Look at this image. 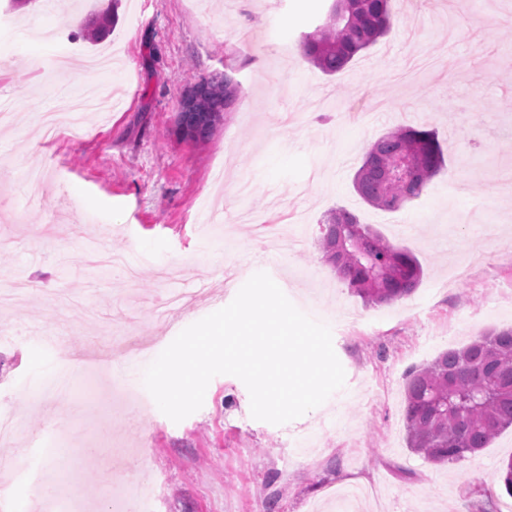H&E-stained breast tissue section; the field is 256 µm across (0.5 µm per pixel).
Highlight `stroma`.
Instances as JSON below:
<instances>
[{"instance_id":"1","label":"stroma","mask_w":512,"mask_h":512,"mask_svg":"<svg viewBox=\"0 0 512 512\" xmlns=\"http://www.w3.org/2000/svg\"><path fill=\"white\" fill-rule=\"evenodd\" d=\"M99 0L30 7L0 0V292L35 284L0 309V414L42 435L32 452L59 479L54 503L26 472L0 478L10 512H112L131 473L150 512H343L332 491L369 490L364 510L504 512L512 428L475 458L438 466L406 444L404 378L440 352L512 327V0H394L390 31L329 76L292 55L327 11L319 0H121L96 42L80 19ZM232 59L240 98L207 138L177 131L189 84ZM93 80L112 111L80 137L40 132L60 86ZM436 131L445 170L389 211L353 176L370 145L400 126ZM354 213L424 269L414 294L368 306L337 278L318 241L333 209ZM301 215V245L267 251L253 219ZM248 212L252 221L241 220ZM137 273L88 266L86 240ZM330 327L343 388L283 425L250 413L244 383L214 377L200 410L173 422L135 384L67 405L41 398L58 368L134 380L184 328L228 305L257 272ZM58 330L46 351L26 325Z\"/></svg>"}]
</instances>
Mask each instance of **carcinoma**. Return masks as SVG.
Returning a JSON list of instances; mask_svg holds the SVG:
<instances>
[{"label": "carcinoma", "mask_w": 512, "mask_h": 512, "mask_svg": "<svg viewBox=\"0 0 512 512\" xmlns=\"http://www.w3.org/2000/svg\"><path fill=\"white\" fill-rule=\"evenodd\" d=\"M392 0H332L325 22L303 36L305 59L327 75L341 71L390 28ZM239 86L226 74L203 78L185 93L178 128L203 139L224 120ZM402 157L414 161V177L397 180L390 170ZM445 167L436 132L399 127L377 139L354 177L368 205L392 210L419 197ZM320 248L338 278L366 304L410 297L423 270L408 250L392 244L344 208L322 221ZM407 446L434 465L470 459L512 427V328L450 348L408 372L405 382Z\"/></svg>", "instance_id": "1"}]
</instances>
